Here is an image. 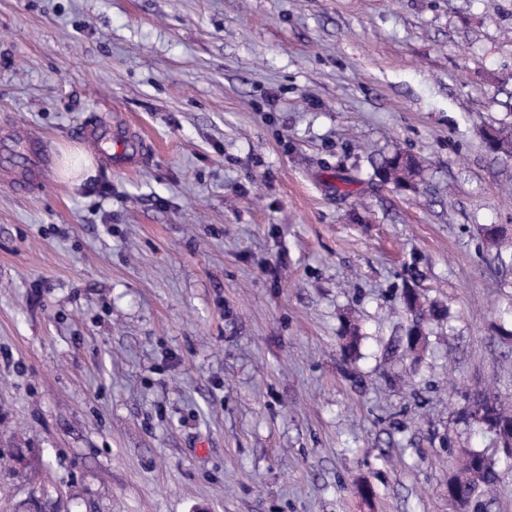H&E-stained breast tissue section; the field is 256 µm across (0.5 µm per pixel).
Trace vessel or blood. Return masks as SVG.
<instances>
[{
    "instance_id": "obj_1",
    "label": "vessel or blood",
    "mask_w": 512,
    "mask_h": 512,
    "mask_svg": "<svg viewBox=\"0 0 512 512\" xmlns=\"http://www.w3.org/2000/svg\"><path fill=\"white\" fill-rule=\"evenodd\" d=\"M84 136L91 150L113 170L137 166L147 157L140 134L124 122H91ZM52 161L49 147L27 134L15 132L0 137V163L9 165L6 182L17 193L41 183Z\"/></svg>"
}]
</instances>
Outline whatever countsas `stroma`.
Masks as SVG:
<instances>
[{"instance_id": "stroma-1", "label": "stroma", "mask_w": 512, "mask_h": 512, "mask_svg": "<svg viewBox=\"0 0 512 512\" xmlns=\"http://www.w3.org/2000/svg\"><path fill=\"white\" fill-rule=\"evenodd\" d=\"M509 125L512 0H0V132L53 148L0 185V512H452L502 455L469 397L512 400ZM84 136L91 150L113 170L128 169L146 160L141 135L125 122L93 121L86 125ZM421 170L420 161L412 155L395 152L376 166V174L398 187L415 188V179ZM402 303L406 310L414 315L415 321L406 330L405 336L398 340V346L402 347L407 354L414 355L419 359L427 349V339L423 332L422 323L427 319V316H430V313L427 314V310L421 301V295L413 288L405 290ZM480 454L471 449L465 450L458 468L448 477V494L457 503H478L485 488L499 479L497 465L484 466ZM486 468L495 469L498 478L489 474Z\"/></svg>"}]
</instances>
